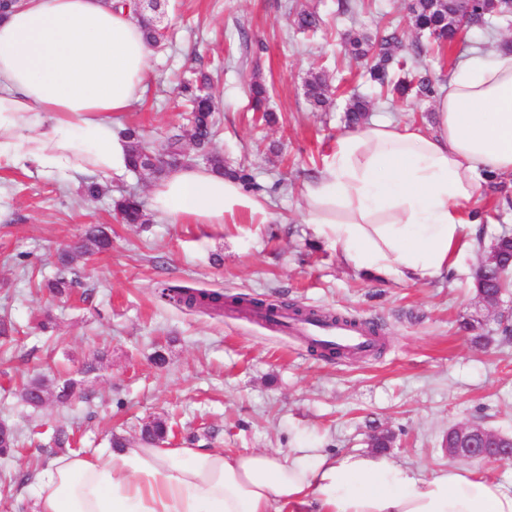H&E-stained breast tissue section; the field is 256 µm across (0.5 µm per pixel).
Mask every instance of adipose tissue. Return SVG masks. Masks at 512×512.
I'll use <instances>...</instances> for the list:
<instances>
[{
	"mask_svg": "<svg viewBox=\"0 0 512 512\" xmlns=\"http://www.w3.org/2000/svg\"><path fill=\"white\" fill-rule=\"evenodd\" d=\"M149 44L112 0H23L0 16V164L48 178L126 173L130 143L112 123L143 95ZM435 124L371 123L336 140L304 186L305 221L350 267L400 283L459 268L478 240L459 206L483 174L512 175V46L462 59ZM151 208L173 224H264L262 197L210 168H177ZM30 489L36 512H512V485L448 466L424 476L376 452L333 455L133 441L57 457Z\"/></svg>",
	"mask_w": 512,
	"mask_h": 512,
	"instance_id": "obj_1",
	"label": "adipose tissue"
}]
</instances>
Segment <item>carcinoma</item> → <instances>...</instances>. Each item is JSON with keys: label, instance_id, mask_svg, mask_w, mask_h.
Segmentation results:
<instances>
[{"label": "carcinoma", "instance_id": "1", "mask_svg": "<svg viewBox=\"0 0 512 512\" xmlns=\"http://www.w3.org/2000/svg\"><path fill=\"white\" fill-rule=\"evenodd\" d=\"M488 7L489 0H474L469 14V24L472 26L484 25ZM456 9L455 0H414L411 5L415 28L431 37L433 49L439 52L457 39L458 31L449 23L450 15ZM346 45L348 54L356 61L366 59L368 52L373 47H378L377 55L369 65L368 72L370 79L381 88L403 96L412 91L419 100L432 99L437 94L436 82L430 78L423 64L427 50L422 45H415L412 52L408 53L393 33L372 37L363 32L349 34ZM207 83L208 77L202 74L195 79L194 84L184 86V89L191 93L192 117L186 128L178 130L169 137L163 153L169 157L182 155L183 141L188 140L199 153L206 157L209 165L223 176L237 180L248 192H259L262 190V186L256 182L253 174L243 168L233 170L224 167V158L210 151L214 137L216 106L212 96L205 92ZM305 96L317 107L331 105L332 89L326 75L312 74L305 82ZM267 100L266 87L259 82L254 83L251 88V109L263 113V119L268 122L272 119V113L266 108ZM369 111V101L353 97L346 104L345 119L350 124H358L365 119L366 113ZM124 133L133 140L129 170L133 173H145L156 180L159 179L166 169L149 166L147 152L150 151V147L144 142L142 135L132 128L125 129ZM112 208L115 215L125 224L149 223L144 204L134 193H124L112 199ZM111 247L112 238L108 228L92 224L88 227L85 238L74 248V251L83 255H91L95 252H104ZM492 249H494L495 262L479 268L475 277V290L486 288L497 294L512 287V282L509 281V271L512 270V236L509 234L499 236ZM72 252L65 251L61 254L60 268L57 274L42 283V287L56 298L67 296L73 285V278L69 277L73 271ZM157 294L161 301L188 311H195L199 308L215 311L224 309V293L215 290L162 284L158 287ZM230 303L247 304L252 307V311L256 313L263 311L269 316L274 315L275 309L278 308L276 304L250 298L246 294L231 297ZM290 312L297 318L363 326L370 334L379 336L377 326L342 313L321 312L296 305L290 306ZM20 397L26 405L34 409L43 407L47 401L45 381L39 378L28 381L23 385ZM170 431H172V427L167 420L155 418L145 424L140 440L148 444H156L167 440ZM20 443L21 436L15 428L8 425L0 430V456L7 457L14 453Z\"/></svg>", "mask_w": 512, "mask_h": 512}]
</instances>
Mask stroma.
<instances>
[{
	"label": "stroma",
	"instance_id": "35a3bbf8",
	"mask_svg": "<svg viewBox=\"0 0 512 512\" xmlns=\"http://www.w3.org/2000/svg\"><path fill=\"white\" fill-rule=\"evenodd\" d=\"M344 2L161 0L169 38L151 50L144 100L116 119L162 149L185 118L178 83L211 75L214 148L227 166L254 167L266 187L269 223L172 224L154 215L146 224H124L111 210V194L148 198L150 176L115 177L110 194L91 199L82 185L0 167V317L16 326L11 343L0 347V421L26 436L13 457L0 458V512H34L25 478L59 456L52 441L59 427L73 435L78 453L109 447L116 434L139 438L156 417L174 422L169 447L203 433L228 452L285 451L302 439L336 453L364 451L370 434L389 431V456L426 475L448 466L441 442L455 425L512 435V336L474 289V273L495 240L512 234V176L483 184L462 205V212L482 213L481 246L463 256L459 272L427 283L366 277L304 222L303 184L321 174L345 133L351 97L371 99L372 121L426 128L434 120L433 101L378 99L361 64L343 52L349 33L384 26L404 45L426 43L410 0H364L353 13ZM303 10L319 15L317 31L297 28ZM504 42L512 43V23L470 29L444 57L430 56L432 76L447 79L454 60ZM316 72L338 86L324 109L304 95ZM254 81L266 84L275 123L250 110ZM91 224L110 228L112 247L76 255L80 283L67 303L53 301L37 283L53 276L58 253ZM161 282L349 313L379 324L386 347L378 357L327 360L256 316L170 307L156 294ZM48 315L54 329L44 332L39 324ZM98 350L103 360L85 371ZM158 350L166 367L152 360ZM37 376L53 386L72 379L86 398L29 408L16 389Z\"/></svg>",
	"mask_w": 512,
	"mask_h": 512
}]
</instances>
